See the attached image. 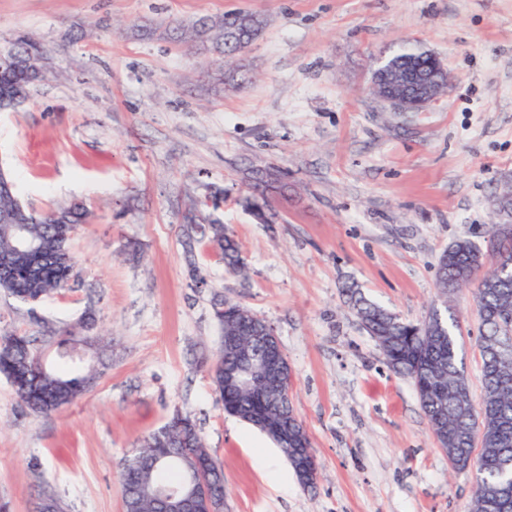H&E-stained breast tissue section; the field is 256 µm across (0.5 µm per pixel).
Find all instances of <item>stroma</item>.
Masks as SVG:
<instances>
[{
    "mask_svg": "<svg viewBox=\"0 0 512 512\" xmlns=\"http://www.w3.org/2000/svg\"><path fill=\"white\" fill-rule=\"evenodd\" d=\"M240 10L265 23L235 58L240 84L128 32ZM24 33L46 45L50 77L0 112V169L34 212L81 202L90 218L70 240L69 290L34 306L0 292V336L75 325L112 358L49 415L0 376V504L32 512L50 488L66 512H122L118 461L183 412L224 467L226 512H468L474 469L450 467L342 288L411 322L450 308L481 403L473 289L443 295L438 261L463 239L488 249L494 201L512 189V0H0V45ZM407 43L438 55L450 86L425 111L391 112L370 79ZM257 169L272 175L258 211L246 202ZM219 189L209 216L239 244L237 274L184 221ZM221 298L276 329L314 490L225 414L197 364L221 346Z\"/></svg>",
    "mask_w": 512,
    "mask_h": 512,
    "instance_id": "35a3bbf8",
    "label": "stroma"
}]
</instances>
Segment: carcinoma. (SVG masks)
Listing matches in <instances>:
<instances>
[{
  "mask_svg": "<svg viewBox=\"0 0 512 512\" xmlns=\"http://www.w3.org/2000/svg\"><path fill=\"white\" fill-rule=\"evenodd\" d=\"M262 26L263 21L255 15L226 12L201 16L188 28L169 25L164 27V32L172 43L186 44L199 54L211 55L220 65L239 53L240 43L254 41ZM12 48L20 59L46 53V47L31 38L12 42ZM391 59L395 68L429 70L430 56L419 48L405 45ZM28 87L29 83L14 70L6 66L0 70V96L23 99ZM15 211L28 222L29 236L45 244L46 272L42 279L35 281L20 274L4 292L19 303L34 304L69 286L72 278L69 240L75 227L86 223L88 210L75 204L59 212L39 215L18 202L12 189L1 186L0 213ZM210 229L209 243L213 250L227 270L239 271L242 262L236 240L216 220L210 222ZM493 233L497 256L488 272H482L484 255L468 240L456 242L439 259L438 287L443 294L478 282L474 297L480 325L484 398L477 416L473 413L455 318L434 309L419 323L407 322L367 299L357 285L351 283L343 289L346 302L377 342L388 367L414 383L421 409L441 449L457 459L459 469L468 467L471 454L477 453L476 489L470 512H487L486 498L497 491L503 493L500 512H512V357L498 360L486 347L488 339L512 341V224H496ZM212 314L226 338L232 336L247 342L259 336L257 315L236 302L218 300L213 304ZM46 334L53 340L57 360L64 364L58 370L47 367L34 337L0 336V374L8 380L22 376L24 381L14 387L15 394L29 409L45 414L80 399L99 377L96 369L83 371L66 356L70 339L55 337L51 329ZM239 363L237 352L224 345L215 359L201 358V365L207 368L224 408L246 421L262 411L260 402L252 397V386L259 385L260 380L242 370ZM282 412L294 416L290 431L297 436L296 447L288 449V464L292 466L311 447V442L292 401L283 404ZM477 419L485 429L479 439L474 434ZM199 470L203 471L213 498L224 499L221 463L206 448L194 419L178 413L120 461L123 499L127 503L136 502L137 512H158L156 489L181 491L188 478Z\"/></svg>",
  "mask_w": 512,
  "mask_h": 512,
  "instance_id": "1",
  "label": "carcinoma"
}]
</instances>
